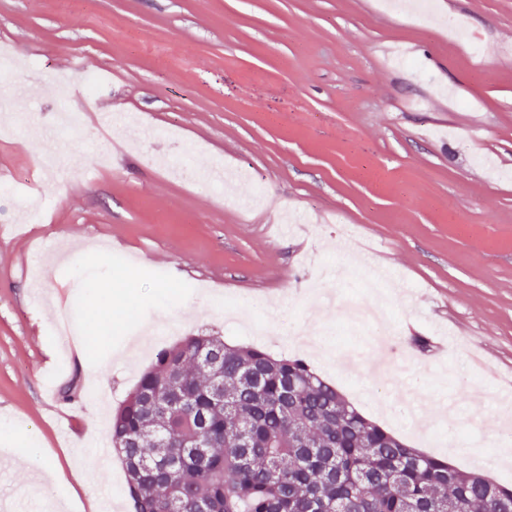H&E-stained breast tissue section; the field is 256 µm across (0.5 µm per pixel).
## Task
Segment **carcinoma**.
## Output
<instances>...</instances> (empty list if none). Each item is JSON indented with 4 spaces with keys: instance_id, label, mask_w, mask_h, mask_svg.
<instances>
[{
    "instance_id": "carcinoma-1",
    "label": "carcinoma",
    "mask_w": 512,
    "mask_h": 512,
    "mask_svg": "<svg viewBox=\"0 0 512 512\" xmlns=\"http://www.w3.org/2000/svg\"><path fill=\"white\" fill-rule=\"evenodd\" d=\"M134 512H512V488L410 446L297 357L197 334L112 413Z\"/></svg>"
}]
</instances>
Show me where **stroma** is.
Segmentation results:
<instances>
[{
    "instance_id": "obj_1",
    "label": "stroma",
    "mask_w": 512,
    "mask_h": 512,
    "mask_svg": "<svg viewBox=\"0 0 512 512\" xmlns=\"http://www.w3.org/2000/svg\"><path fill=\"white\" fill-rule=\"evenodd\" d=\"M1 43L18 65L0 89L20 97L0 134V512H54L63 494L98 512L104 491L133 512L119 459L95 460L157 326L175 329L164 347L202 333L304 356L404 441L477 467L430 432L442 405L487 446L512 421V0H0ZM62 73L86 125L57 145L81 168L45 185L34 118ZM102 107L137 123L97 126ZM64 239L99 242L109 316L83 307L75 267L21 276L17 256ZM338 260L357 283L329 275ZM336 289L385 302L399 363L374 372L367 330L337 334ZM65 316L92 354L64 352ZM450 329L477 354L438 351ZM52 384L78 392L57 403Z\"/></svg>"
}]
</instances>
